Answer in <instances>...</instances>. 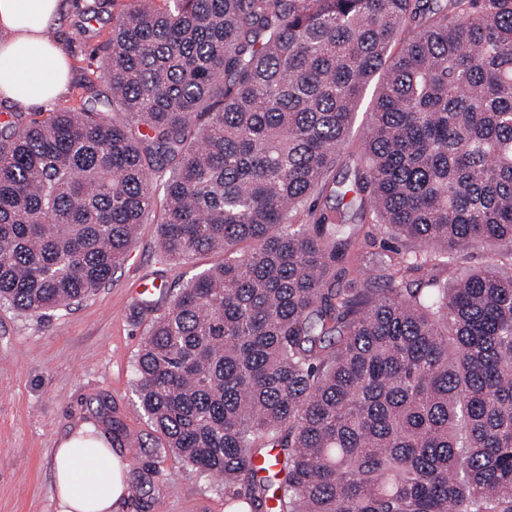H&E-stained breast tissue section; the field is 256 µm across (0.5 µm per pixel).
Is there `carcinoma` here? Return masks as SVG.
Listing matches in <instances>:
<instances>
[{"instance_id": "cac0c4a2", "label": "carcinoma", "mask_w": 512, "mask_h": 512, "mask_svg": "<svg viewBox=\"0 0 512 512\" xmlns=\"http://www.w3.org/2000/svg\"><path fill=\"white\" fill-rule=\"evenodd\" d=\"M162 2L112 27L108 107L0 135V303L89 297L158 212L166 259L224 262L152 321L137 403L225 512H512V0Z\"/></svg>"}]
</instances>
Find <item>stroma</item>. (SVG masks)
<instances>
[{"mask_svg": "<svg viewBox=\"0 0 512 512\" xmlns=\"http://www.w3.org/2000/svg\"><path fill=\"white\" fill-rule=\"evenodd\" d=\"M126 2L72 0L58 33L74 69L54 111L108 93L103 45ZM159 235V224L148 219L111 282L82 301L42 317L0 306V512H56L52 452L81 422L109 435H132L120 450L129 478L152 466L158 471L148 495L131 493L121 512H224L223 485L157 453L153 429L137 406L135 355L156 311L195 274L224 260L220 252L166 260ZM142 281L161 287L156 310L140 307Z\"/></svg>", "mask_w": 512, "mask_h": 512, "instance_id": "stroma-1", "label": "stroma"}]
</instances>
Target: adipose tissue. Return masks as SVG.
Segmentation results:
<instances>
[{"instance_id":"obj_1","label":"adipose tissue","mask_w":512,"mask_h":512,"mask_svg":"<svg viewBox=\"0 0 512 512\" xmlns=\"http://www.w3.org/2000/svg\"><path fill=\"white\" fill-rule=\"evenodd\" d=\"M66 0H0V101L28 112L68 92L72 59L53 32ZM128 465L107 435L83 424L52 454L57 512H119Z\"/></svg>"}]
</instances>
